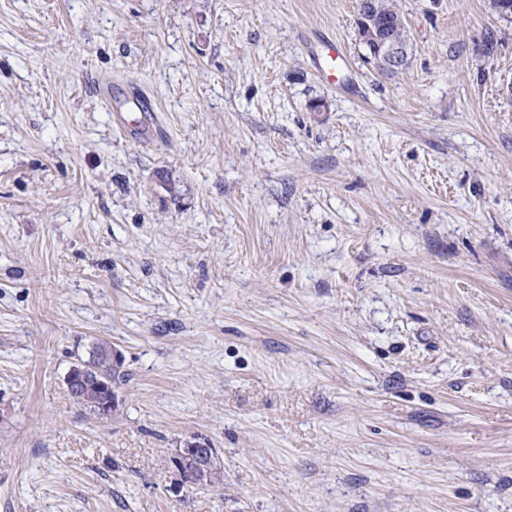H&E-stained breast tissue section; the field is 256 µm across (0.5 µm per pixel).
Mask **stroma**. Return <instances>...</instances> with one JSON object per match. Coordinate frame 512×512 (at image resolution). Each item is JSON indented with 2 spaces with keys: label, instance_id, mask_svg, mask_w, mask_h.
Listing matches in <instances>:
<instances>
[{
  "label": "stroma",
  "instance_id": "35a3bbf8",
  "mask_svg": "<svg viewBox=\"0 0 512 512\" xmlns=\"http://www.w3.org/2000/svg\"><path fill=\"white\" fill-rule=\"evenodd\" d=\"M358 6L0 0V512H512V18L396 0L387 74ZM376 1L363 0L360 21L363 23L359 32L360 39L370 49L367 59L374 63L376 67L386 72H398L402 68V63L408 56V40L395 39L387 36L381 28L372 27L364 17H371L378 13ZM125 98L131 107L124 112H116L115 123L129 133L134 130L145 131L153 128L157 130L155 111L151 100L134 86L125 89ZM127 112H136L137 116L134 119H129L126 115ZM110 344L106 340H98L92 346L89 351V358L86 360L81 359L78 364L80 368H84L88 371V374L98 375L101 379L107 381L114 388L118 386V383L123 381L124 373H121L120 369L123 365V353L116 346L110 344V348L106 350V358L112 363L106 362L100 353V349L104 345ZM114 366V367H112ZM117 368V369H116ZM108 383L101 382V408L99 404V392L94 387V384L88 383L84 385L79 383L78 390H69L73 401L89 411H92L97 416L104 418L101 415V409H112V414H115L121 400L116 393V390L111 387ZM207 447L206 439L195 437L186 441L183 448L176 449L175 454L172 456L171 464L176 479L180 484H183L184 479V482L189 483L187 486L196 487L191 485L197 484L192 465L187 464L184 466L188 462L194 464L200 474L199 485L197 486L205 487L213 484L212 486L214 487L224 482V477L221 474L211 477L210 483L208 482L213 473L217 471L222 473V465L218 454L215 452L216 448ZM217 481L219 482L216 483Z\"/></svg>",
  "mask_w": 512,
  "mask_h": 512
}]
</instances>
